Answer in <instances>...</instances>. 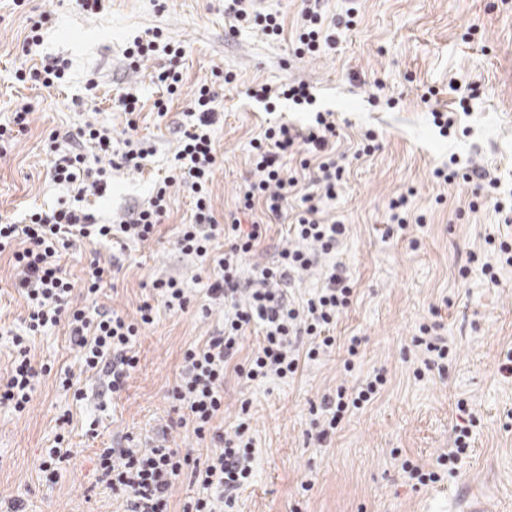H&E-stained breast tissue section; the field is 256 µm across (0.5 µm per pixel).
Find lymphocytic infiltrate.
I'll return each instance as SVG.
<instances>
[{
    "instance_id": "obj_1",
    "label": "lymphocytic infiltrate",
    "mask_w": 512,
    "mask_h": 512,
    "mask_svg": "<svg viewBox=\"0 0 512 512\" xmlns=\"http://www.w3.org/2000/svg\"><path fill=\"white\" fill-rule=\"evenodd\" d=\"M215 99L212 85L197 87L179 130L168 175L146 206L129 212L119 222L95 223L83 206L87 196L105 192L107 166L113 160L111 129L91 122L78 130L77 137L91 144L93 155L66 153L57 156L51 168L54 182L73 190L75 206L32 210L20 223L0 215V255H9L27 302L25 331L13 335L11 369L6 378H0V405L21 414L28 408L39 377L51 372L48 365H36L31 354L34 337L46 329L66 324L78 355V371L106 373L107 389L118 393L137 365L134 345L142 330L154 323L156 305L175 314L189 311L191 299L181 281L173 277L153 281L155 303H143L138 318L132 320L110 309L74 305L75 288L88 295L100 293L112 277V267L90 259L77 283L67 276L61 260L80 242H148L164 221L173 191L186 190L193 199V219L179 225L174 246L185 256L215 264L218 275L207 295L223 305L224 328L204 343L184 350L180 381L170 397L180 413L179 426L190 429L197 444H210L213 452L202 461L193 449L172 447L167 425L161 426L150 446H141L130 437L125 444L100 449L98 480L121 499L124 512H168L172 491L185 477L199 484L203 494L184 503L182 512H234L238 492L252 479L255 442L249 401H241L232 425L225 429L217 425L224 415L227 371L257 383L295 378L305 364L335 349L332 331L354 292L350 279L333 266L325 286L304 301L296 303L287 296L288 288L304 274L335 256L346 234L345 225L326 220L321 209L323 201L335 199L344 172L336 158V124L331 113H316L306 130L281 123L252 140V176L240 190L244 209L264 204L267 217L276 220L288 201H296L297 206L276 264L255 266L247 276L243 266L263 241V228L253 223L245 229L236 219L223 224L214 214L209 183L218 166L210 135L216 119ZM303 153L317 162L307 192L300 190L296 177L285 173L287 160ZM219 238L224 239L226 248L217 255L213 243ZM255 326L261 328L262 337L245 361L237 362L241 343ZM412 345L427 368L446 370L455 355L452 342L425 323L419 325ZM385 382L379 372L358 386L341 383L335 392L323 395L320 407L328 419L318 439H326L349 412L373 402ZM458 410L463 421L456 427L452 448L437 457V470L426 471L403 461L404 472L417 484L441 481L442 471H453L466 454L473 420L466 403H459Z\"/></svg>"
}]
</instances>
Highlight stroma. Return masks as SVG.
Here are the masks:
<instances>
[{"mask_svg": "<svg viewBox=\"0 0 512 512\" xmlns=\"http://www.w3.org/2000/svg\"><path fill=\"white\" fill-rule=\"evenodd\" d=\"M326 23L355 9L353 27L338 29L336 46L297 57L294 39L303 19L302 0H254L262 14L279 15L281 37L261 26L237 22L225 0H106L103 11L84 12L75 0H30L26 10L0 0V123L17 104L35 108L30 127L7 156H0V213L23 221L34 208L69 202L73 194L53 182L50 149H78L74 135L94 118L112 129V155L120 157L129 136L150 150L141 170H114L104 195L88 206L99 223L118 220L155 194L173 162L179 124L192 94L214 83L219 119L211 128L222 161L211 189L214 213L225 220L237 211V192L252 172L251 146L268 124L284 121L304 129L316 112H333L336 150L344 154V182L324 216L347 228L336 262L355 286L335 333L362 337L355 370L344 373L343 350L304 365L296 380L253 383L227 373L224 421L232 423L240 400L251 402L255 438L253 480L238 496V512H464L483 500L497 512H512V378L501 362L512 350V265L488 254L485 238L497 234L512 212L486 202L471 211L472 185L434 177L450 155L470 162L497 180L498 198H512V0H322ZM49 13L42 56L67 61L65 83L55 89L16 81L14 72L28 19ZM161 29L178 41L183 55L179 95L168 97L165 116L153 109L165 90L154 77L167 65L159 57L133 69L126 48L146 31ZM222 72L232 82L219 81ZM95 93H87V80ZM310 84L315 101L298 107L282 99L276 112L250 98L259 84ZM475 88L469 114L457 117L450 137L440 135L432 110H445L455 90ZM144 108L136 132H129L115 102L124 93ZM59 131L50 143L51 131ZM379 147L359 151L366 131ZM408 197L406 229L385 236L389 204ZM192 199L176 193L171 213L153 241L142 244H80L62 263L80 280L88 259L113 263L110 285L87 298L132 317L153 299V280L181 279L195 307L208 303L212 266L183 258L175 250V227L189 221ZM495 263L489 283L479 260ZM469 266L460 276L461 266ZM208 315L159 311L135 343L138 364L120 395L106 389L104 375H81L85 400L61 388L59 375L78 361L63 327L34 340L36 363L51 365L38 380L24 414L0 407V512L22 502L26 512H121L122 503L98 484L96 453L112 441L133 436L148 441L176 419L168 398L181 372L182 352L217 335L224 308ZM26 305L15 285L8 257L0 256V374L8 370L11 332H22ZM438 318L453 341L455 359L446 373L416 378L419 362L411 338L419 324ZM387 383L378 398L345 417L325 440L313 435L311 406L343 383L353 387L373 371ZM475 417L471 446L453 474L440 482L413 484L401 464L432 468L451 448L458 402ZM69 415L62 423L61 415ZM64 435L72 455L56 475L40 469L46 448ZM312 482L302 490L303 482Z\"/></svg>", "mask_w": 512, "mask_h": 512, "instance_id": "1", "label": "stroma"}]
</instances>
